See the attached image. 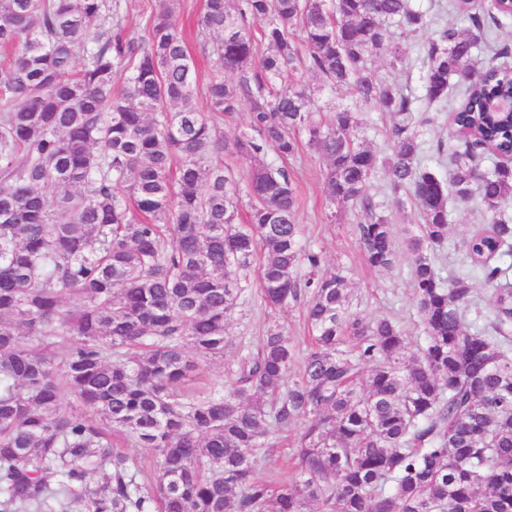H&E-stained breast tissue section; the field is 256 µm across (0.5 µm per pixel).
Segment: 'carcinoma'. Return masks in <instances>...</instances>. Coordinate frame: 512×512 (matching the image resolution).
Instances as JSON below:
<instances>
[{
  "label": "carcinoma",
  "instance_id": "obj_1",
  "mask_svg": "<svg viewBox=\"0 0 512 512\" xmlns=\"http://www.w3.org/2000/svg\"><path fill=\"white\" fill-rule=\"evenodd\" d=\"M158 2L133 38L120 0H0V512H512V110L488 109L512 99V67L471 64L508 55L491 26L512 11L453 0L469 27L422 45L424 99L448 101L452 80L463 93L444 179L423 162L430 118L369 65L403 61L390 26L432 25L411 0H204L206 113L191 104L180 0ZM302 67L389 113L390 153L364 145L360 112L319 116ZM244 102L246 130L224 136ZM304 144L330 201L357 214L369 267L397 253L372 176L383 170L393 199L416 204L414 352L399 321L356 311L348 277L323 273L303 244L296 183L264 158ZM238 158L254 161L244 188ZM474 189L490 227L461 250L485 301L436 264L448 199ZM253 261L266 307L306 304L300 360L275 321L256 344L235 343ZM232 349L224 385L200 384V362ZM299 420L297 476L258 478L259 452Z\"/></svg>",
  "mask_w": 512,
  "mask_h": 512
}]
</instances>
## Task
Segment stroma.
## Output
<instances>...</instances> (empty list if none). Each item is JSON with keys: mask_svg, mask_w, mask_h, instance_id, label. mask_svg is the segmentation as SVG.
I'll return each instance as SVG.
<instances>
[{"mask_svg": "<svg viewBox=\"0 0 512 512\" xmlns=\"http://www.w3.org/2000/svg\"><path fill=\"white\" fill-rule=\"evenodd\" d=\"M204 0H183L180 15L186 24L188 48L196 62V86L193 104L198 111H206L205 88L211 72L210 48L205 45L196 32V23L203 11ZM395 40L406 51L404 63L393 64L391 57L372 58L371 66L377 74L400 85L405 94L415 99V107L428 111L432 121L421 127L420 134L424 143L423 160L448 175L451 168L448 149L455 142L449 137L448 117L452 105L458 104L457 93H449L447 105L427 104L422 99L420 82V57L417 47L420 37L396 34ZM444 142L447 151L436 154L437 142ZM289 169L296 177L301 205L298 210V222L304 229V241L323 257L325 271L333 272L338 268L349 271L348 288L354 308L368 317L393 315L401 319L404 327L414 340H422L423 328L418 317L414 294L410 285L409 256L406 250H399L392 269L374 270L365 264L355 235L356 218L347 209L336 208L324 193V165L322 160L310 148H302L294 159L288 162ZM370 194L379 203L381 209L390 217L397 232L411 230L420 222L419 213L413 202L396 205L387 190L385 173H377L370 182ZM448 209L452 223L448 231V241L443 246L437 265L442 276L459 273L467 264L460 249V242L473 231L486 228L487 223L478 200L467 204L449 201ZM335 214V222H327L326 214ZM277 320L284 328L298 351H305L307 324L303 305H291L270 311L261 303L256 285H248L241 303L232 317L231 332L235 340L252 341L262 333L269 320ZM302 432L301 423H293L280 435L276 449L268 455H259L257 474L266 480L281 482L292 479L296 474L295 466L288 460L296 451L297 441Z\"/></svg>", "mask_w": 512, "mask_h": 512, "instance_id": "stroma-1", "label": "stroma"}]
</instances>
